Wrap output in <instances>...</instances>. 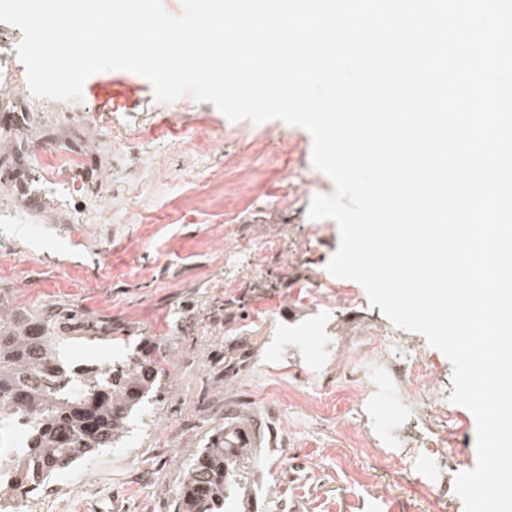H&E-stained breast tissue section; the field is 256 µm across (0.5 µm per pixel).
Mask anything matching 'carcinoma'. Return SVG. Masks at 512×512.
Wrapping results in <instances>:
<instances>
[{
	"label": "carcinoma",
	"instance_id": "1",
	"mask_svg": "<svg viewBox=\"0 0 512 512\" xmlns=\"http://www.w3.org/2000/svg\"><path fill=\"white\" fill-rule=\"evenodd\" d=\"M65 338L51 321L36 328L23 316L0 318V427L33 414L23 447L0 455V467L12 471L16 489L33 492L32 484L95 457L122 437L129 416L153 387L148 359L134 368L111 366L83 370L60 359ZM241 449L224 447V429L202 448L186 474L177 500L180 512H216L234 490L233 473Z\"/></svg>",
	"mask_w": 512,
	"mask_h": 512
}]
</instances>
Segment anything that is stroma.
Listing matches in <instances>:
<instances>
[{"mask_svg":"<svg viewBox=\"0 0 512 512\" xmlns=\"http://www.w3.org/2000/svg\"><path fill=\"white\" fill-rule=\"evenodd\" d=\"M21 30L0 23V307L39 315L67 336V353L111 350L137 362L162 360L148 398L159 415L134 413V448L100 451L75 501L64 479L46 487L48 512H175L184 475L200 448L235 415L256 420L258 448L240 458L238 489L221 512H421L426 489L413 479L417 458L391 473L356 457L341 425L355 423L339 396L324 397L308 345L330 343L343 360L349 336L386 324L369 300L337 311L307 301L326 291L359 290L327 264L341 234L330 218L311 219L314 196L334 191L312 163L304 128L271 119L230 121L193 96L160 102L151 82L126 71V96L83 93L81 100L38 98L20 66ZM245 154L261 177L228 209L204 201L224 153L196 148L198 137ZM295 198L278 200L285 190ZM238 244L256 234L298 245L300 258L273 274L245 273L225 296V215ZM449 479L477 462L476 420L458 407ZM139 457L137 469L129 453Z\"/></svg>","mask_w":512,"mask_h":512,"instance_id":"1","label":"stroma"}]
</instances>
